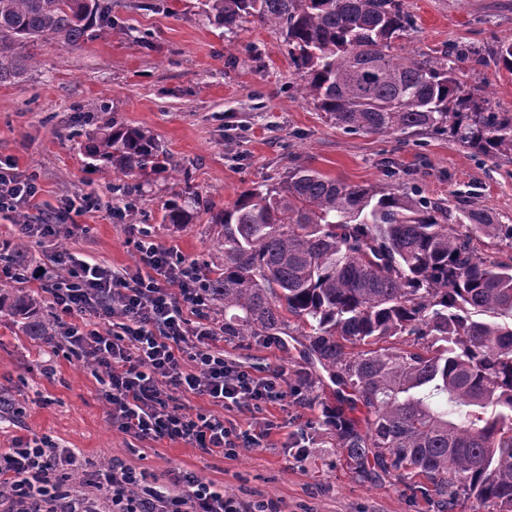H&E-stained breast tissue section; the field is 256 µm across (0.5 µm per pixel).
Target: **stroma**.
Masks as SVG:
<instances>
[{"instance_id":"stroma-1","label":"stroma","mask_w":512,"mask_h":512,"mask_svg":"<svg viewBox=\"0 0 512 512\" xmlns=\"http://www.w3.org/2000/svg\"><path fill=\"white\" fill-rule=\"evenodd\" d=\"M415 28L401 40L419 57L451 43L492 49L512 40V0H401ZM112 31L79 47L44 42L33 49L25 77L0 85V161L35 178L37 208L24 220L0 212V239L16 240L20 225L37 224L65 201L91 195L97 209L75 210L43 246H31L34 266L52 278L64 274L55 254L92 257L132 267L138 254L132 226L148 228L161 243L189 259L215 254L219 225L181 228L162 223L173 193H198L217 208L232 206L241 191L270 183L306 166L349 184L378 183L400 194L418 188L449 207L453 218L483 209L512 224V154L489 158L452 138L429 132L350 133L301 99L300 77L279 28L257 21L237 34L210 23L201 0H112ZM467 84L481 87L492 105L512 112V76L495 66L467 70ZM117 121L150 130L177 171L142 181L134 219L112 218L123 197L112 178L92 170L88 137ZM84 225L71 235L70 227ZM0 313V395L13 412L0 415V449L18 439L50 438L72 449L80 465L75 486L114 463L146 471L161 482L194 473L228 495L274 501L280 512H437L410 484L370 480L349 466L319 407L291 399L223 408L208 397L172 393L191 413L224 417L244 430L269 429L261 447L230 457L210 455L181 441L137 439L119 431L91 370L67 349L23 335ZM227 359L263 376L304 365L296 343H257L228 337ZM302 435L304 460L286 449Z\"/></svg>"}]
</instances>
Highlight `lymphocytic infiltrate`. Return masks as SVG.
<instances>
[{"label":"lymphocytic infiltrate","instance_id":"obj_1","mask_svg":"<svg viewBox=\"0 0 512 512\" xmlns=\"http://www.w3.org/2000/svg\"><path fill=\"white\" fill-rule=\"evenodd\" d=\"M38 187L14 169L0 168V210L32 208ZM139 262L109 267L56 255L67 276L43 285L57 322L56 337L91 367L112 423L136 438L182 441L231 456L256 447L263 433L238 431L216 415L183 412L165 390L209 397L222 407L253 408L283 401L280 374L257 377L224 358V327L209 316L212 298L197 261L178 256L151 231H134ZM111 322L100 331L98 322ZM75 457L49 438L17 441L0 453V512H91L88 497L66 486ZM92 488L109 512H277L270 500L245 501L191 474L148 483L144 471L115 464L100 470Z\"/></svg>","mask_w":512,"mask_h":512}]
</instances>
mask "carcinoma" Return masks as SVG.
I'll return each instance as SVG.
<instances>
[{
	"instance_id": "cac0c4a2",
	"label": "carcinoma",
	"mask_w": 512,
	"mask_h": 512,
	"mask_svg": "<svg viewBox=\"0 0 512 512\" xmlns=\"http://www.w3.org/2000/svg\"><path fill=\"white\" fill-rule=\"evenodd\" d=\"M206 17L235 31L247 18L285 32L303 93L351 133L427 130L487 157L512 152V112L493 109L459 76V64L492 58L512 75V41L485 56L455 44L415 59L395 52L413 27L400 0H205ZM112 28V0H0V84L23 78L30 49L56 40L78 46ZM95 168L124 176L170 170L143 127L110 124L89 139ZM224 228L223 258L206 287L223 312L224 335H289L309 368L297 386L339 387L319 398L340 448L362 475L418 480L421 492L454 512L471 500L512 512V264L490 263L477 244L512 248V224L467 213L459 231L448 210L377 184L350 185L295 167L274 184L242 191L215 209L176 193L162 222L201 217ZM3 260L16 280L31 264L20 238ZM26 336L48 339L53 318L29 291L0 295ZM487 319L477 320L475 316ZM413 336V349L381 347ZM365 410L348 415L343 405Z\"/></svg>"
}]
</instances>
